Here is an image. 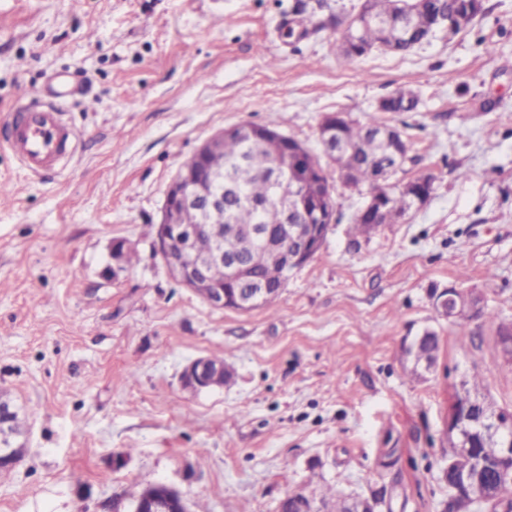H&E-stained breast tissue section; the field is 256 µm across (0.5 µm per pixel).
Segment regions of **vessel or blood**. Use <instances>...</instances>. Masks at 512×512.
<instances>
[{"label":"vessel or blood","mask_w":512,"mask_h":512,"mask_svg":"<svg viewBox=\"0 0 512 512\" xmlns=\"http://www.w3.org/2000/svg\"><path fill=\"white\" fill-rule=\"evenodd\" d=\"M63 115L61 102L47 103L35 94L16 108L0 141L33 175L57 171L75 152L76 134Z\"/></svg>","instance_id":"obj_1"}]
</instances>
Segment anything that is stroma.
<instances>
[{
	"instance_id": "obj_1",
	"label": "stroma",
	"mask_w": 512,
	"mask_h": 512,
	"mask_svg": "<svg viewBox=\"0 0 512 512\" xmlns=\"http://www.w3.org/2000/svg\"><path fill=\"white\" fill-rule=\"evenodd\" d=\"M359 4L0 0V125L23 87L64 81L79 136L46 177L0 148V402L22 421L0 512H134L156 484L190 512H279L327 485L442 512L454 390L477 373L512 408L493 325L431 303L452 284L512 321V0H484L455 39L346 63L326 22ZM401 89L418 111H378ZM329 112L402 130L400 178L435 176L432 198L354 245L368 189L337 184L339 223L270 305L215 309L179 286L152 239L185 162L247 123L318 149ZM116 239L133 254L117 272ZM427 330L440 348L415 379L402 348ZM217 353L231 380L184 388Z\"/></svg>"
}]
</instances>
